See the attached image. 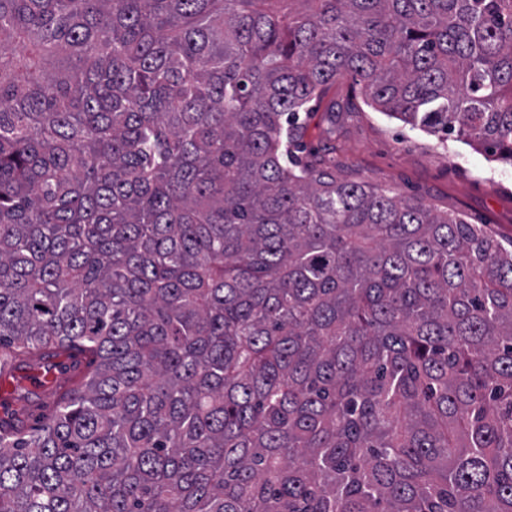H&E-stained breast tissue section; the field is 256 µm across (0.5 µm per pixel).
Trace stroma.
Returning a JSON list of instances; mask_svg holds the SVG:
<instances>
[{
	"label": "stroma",
	"instance_id": "obj_1",
	"mask_svg": "<svg viewBox=\"0 0 512 512\" xmlns=\"http://www.w3.org/2000/svg\"><path fill=\"white\" fill-rule=\"evenodd\" d=\"M308 140L316 147L336 146L342 175L391 188L426 204L462 212L474 224L489 225L502 240L512 239V166L488 161L459 141L440 144L434 136L383 113L359 105L339 113L336 139L322 135L323 114L309 121ZM88 359L76 353L58 366L56 380L40 383L42 367L31 363L17 372V384L0 387V417L21 426L35 424L53 412L61 390L77 387L88 371Z\"/></svg>",
	"mask_w": 512,
	"mask_h": 512
}]
</instances>
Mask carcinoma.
<instances>
[{"label":"carcinoma","mask_w":512,"mask_h":512,"mask_svg":"<svg viewBox=\"0 0 512 512\" xmlns=\"http://www.w3.org/2000/svg\"><path fill=\"white\" fill-rule=\"evenodd\" d=\"M345 76L512 164V0H0V379L94 359L0 512H512V240L336 176Z\"/></svg>","instance_id":"cac0c4a2"}]
</instances>
